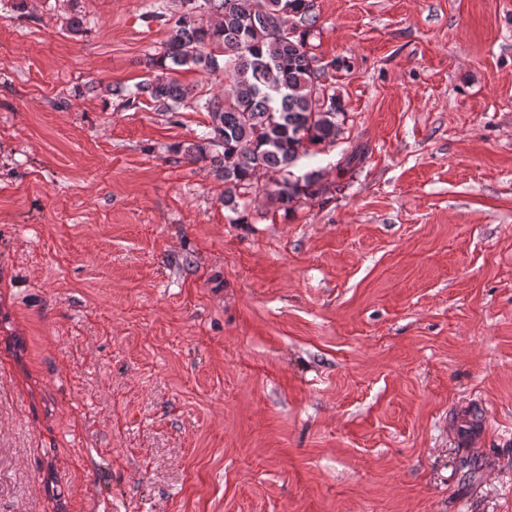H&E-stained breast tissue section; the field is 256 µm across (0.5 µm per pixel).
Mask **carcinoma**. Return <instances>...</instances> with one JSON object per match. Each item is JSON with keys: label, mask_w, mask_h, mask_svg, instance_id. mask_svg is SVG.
<instances>
[{"label": "carcinoma", "mask_w": 512, "mask_h": 512, "mask_svg": "<svg viewBox=\"0 0 512 512\" xmlns=\"http://www.w3.org/2000/svg\"><path fill=\"white\" fill-rule=\"evenodd\" d=\"M163 52L146 60L149 77L128 93L158 112H205L209 130L177 147L190 162L210 161L224 181V208L234 214L259 193L290 211L302 199L332 193L319 172L291 167L311 146L336 143L343 112L330 92L328 68L311 51L317 15L312 0H178ZM199 67L224 76V91L183 83ZM280 178L270 181L268 176Z\"/></svg>", "instance_id": "1"}]
</instances>
